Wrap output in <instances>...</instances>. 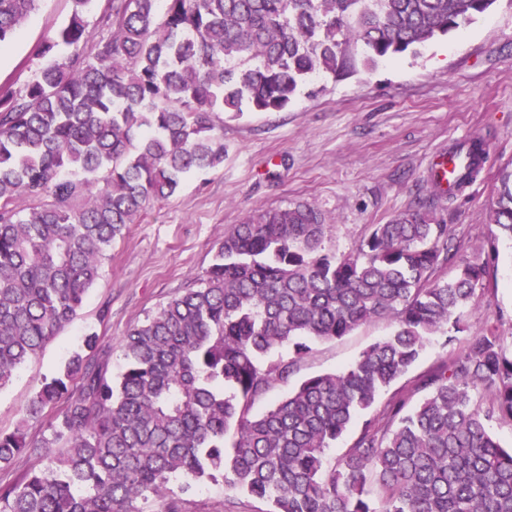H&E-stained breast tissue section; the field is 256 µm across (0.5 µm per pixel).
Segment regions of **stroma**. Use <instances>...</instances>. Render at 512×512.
<instances>
[{
  "label": "stroma",
  "instance_id": "35a3bbf8",
  "mask_svg": "<svg viewBox=\"0 0 512 512\" xmlns=\"http://www.w3.org/2000/svg\"><path fill=\"white\" fill-rule=\"evenodd\" d=\"M71 0H40L19 36L0 52V82L29 79L41 64L33 51L44 33L66 25ZM484 138L489 157L478 177L457 198L431 195L428 168L449 146ZM512 169V0L460 31L450 32L417 54H406L343 79L322 74L303 86L288 109L246 112L224 119V163L187 178L181 190L151 206L113 243L99 278L76 319L25 364L0 391V431L12 430L45 377L95 329L112 351L109 374L124 361L127 332L172 297L193 287L212 264L234 224L256 211L314 205L329 225L326 244L343 253L373 224L387 223L417 199L430 198L439 219L462 240L469 258L486 259L490 214L499 174ZM499 256L478 287L462 319L467 336L482 332L485 316L501 312L499 333L512 351V243L497 245ZM381 319L342 339L318 344L287 383L275 384L252 410L308 376L342 370L367 346L389 336ZM465 345L433 343L392 387L409 404L421 392L415 380ZM187 512H268V504L228 493L208 482L187 495Z\"/></svg>",
  "mask_w": 512,
  "mask_h": 512
}]
</instances>
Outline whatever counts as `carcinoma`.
<instances>
[{
    "instance_id": "obj_1",
    "label": "carcinoma",
    "mask_w": 512,
    "mask_h": 512,
    "mask_svg": "<svg viewBox=\"0 0 512 512\" xmlns=\"http://www.w3.org/2000/svg\"><path fill=\"white\" fill-rule=\"evenodd\" d=\"M38 2L0 0V50ZM97 2L73 0L23 87L0 84V389L76 318L128 226L224 162L220 114L280 112L313 76L371 70L497 0H107L92 41ZM457 150L469 162L450 198L487 159L482 138ZM492 223L493 250L512 240V171ZM327 228L302 201L233 225L200 286L127 333L115 379L87 332L0 431V471L37 460L0 482V512H186L182 495L219 477L270 512H512V448L489 427L512 422V353L493 327L418 378L419 405L391 399L329 459L428 343L457 339L489 262L463 258L422 200L347 254ZM380 318L389 337L251 414L315 343ZM48 409L50 435L29 437Z\"/></svg>"
}]
</instances>
